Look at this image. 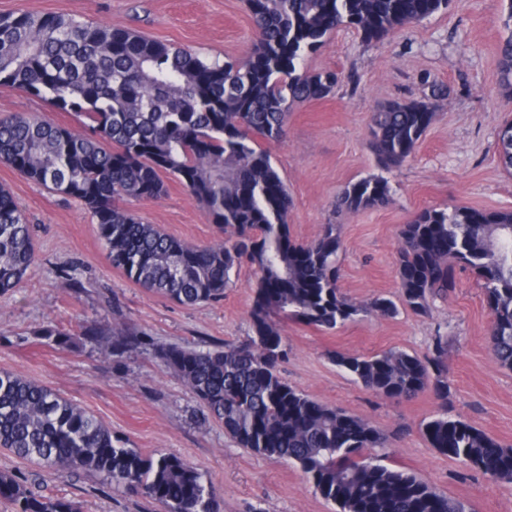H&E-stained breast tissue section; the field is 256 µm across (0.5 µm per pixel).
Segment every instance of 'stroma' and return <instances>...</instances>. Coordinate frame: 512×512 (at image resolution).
Masks as SVG:
<instances>
[{"instance_id": "35a3bbf8", "label": "stroma", "mask_w": 512, "mask_h": 512, "mask_svg": "<svg viewBox=\"0 0 512 512\" xmlns=\"http://www.w3.org/2000/svg\"><path fill=\"white\" fill-rule=\"evenodd\" d=\"M504 0H451L447 10L367 42L351 29L336 32L307 66L333 70L340 81L326 98L294 103L288 135L271 143L291 199V234L316 239L332 224L342 243L339 286L366 302L398 286L399 228L428 206L464 205L512 211V176L501 167L498 134L512 118V92L499 80L498 49L506 32ZM57 14L127 28L204 57L243 59L253 48L245 0H0V15ZM448 97L403 166L390 173L388 203L335 212L350 183L375 172L367 124L371 112L421 98L427 83ZM28 113L71 130L74 113L52 109L12 86L0 85V116ZM8 187L35 227L37 262L14 292L0 295V370L50 386L94 413L128 447L156 449L205 471L219 512H332L294 465L236 447L209 419L194 393L151 352L122 356L81 340L61 347L39 334L47 320L62 325L77 315L148 335L158 345L208 350L244 342L251 334L254 271L223 299L182 305L145 291L113 268L84 205L53 193L0 162ZM158 199L131 202L148 223L182 241L206 245L220 232L175 179ZM486 298L469 272L455 273L448 299L428 313L370 316L331 332L288 322V357L281 376L309 397L346 409L392 436L387 462L414 472L438 491L466 502L471 512H512V484L495 482L430 448L419 431L438 408L432 391L409 401L376 396L341 370L335 354L373 355L390 348L426 356L434 336L448 339L444 364L448 412L512 448V371L490 356L484 336ZM0 470L29 480L32 490L78 501L82 512H154L151 500L112 492L81 474H53L0 448Z\"/></svg>"}]
</instances>
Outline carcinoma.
I'll return each instance as SVG.
<instances>
[{
    "label": "carcinoma",
    "instance_id": "obj_1",
    "mask_svg": "<svg viewBox=\"0 0 512 512\" xmlns=\"http://www.w3.org/2000/svg\"><path fill=\"white\" fill-rule=\"evenodd\" d=\"M255 31L250 60L202 57L134 32L55 14L0 16V85L9 84L62 112L84 117L74 132L34 115L0 117V162L67 197L96 221L112 267L132 283L183 305L224 297L242 266L255 270L253 336L209 350L177 345L154 357L199 399L236 444L297 468L335 512H467L464 502L413 473L382 463L376 448L390 437L366 420L318 402L280 375L288 357L284 321L334 330L398 306L424 314L453 289V268L479 278L491 321L486 346L512 370V211L426 207L398 231L396 298L357 302L338 286L341 243L336 225L310 242L291 239L286 184L261 142L286 135L297 101L329 96L336 72L310 71L306 59L331 34L352 28L368 40L448 9L449 0H247ZM498 67L512 90V0ZM419 100L372 114L369 145L379 173L343 190L339 211L389 200L385 174L401 167L448 93L436 83ZM499 160L512 175V120L498 136ZM178 180L224 237L194 245L161 231L128 207L160 197L164 178ZM32 225L0 186V294L32 270ZM40 335L68 346L94 336L111 355L141 341L121 328L103 331L82 319L64 329L49 320ZM448 337L432 356L400 350L333 358L354 381L389 399L411 400L428 389L439 400L420 425L429 447L501 482L512 483V448L448 415ZM0 448L57 472L85 474L115 493L143 496L159 512H217L205 472L165 452L127 448L95 414L51 387L0 371ZM0 498L13 512H81L78 502L31 492L0 472Z\"/></svg>",
    "mask_w": 512,
    "mask_h": 512
}]
</instances>
